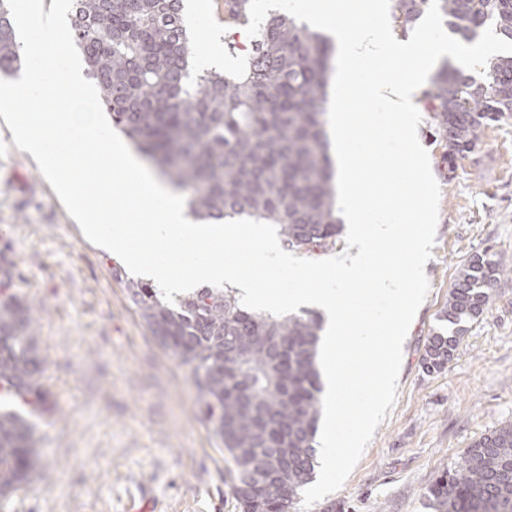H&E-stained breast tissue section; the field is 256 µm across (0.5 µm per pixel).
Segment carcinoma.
Wrapping results in <instances>:
<instances>
[{
  "label": "carcinoma",
  "mask_w": 512,
  "mask_h": 512,
  "mask_svg": "<svg viewBox=\"0 0 512 512\" xmlns=\"http://www.w3.org/2000/svg\"><path fill=\"white\" fill-rule=\"evenodd\" d=\"M430 0H393L407 28ZM442 19L465 41L488 26L512 40V0H439ZM225 19L249 24V0H224ZM69 25L112 126L189 188L191 215L275 224L284 245L324 250L336 243V201L326 131L333 44L289 14L264 20L238 69L196 68L183 0H73ZM21 66L13 17L0 0V77ZM423 100L434 134L455 162L483 130L512 119V55L489 62L479 81L443 62ZM509 265L476 254L448 293V333L427 338L429 373L454 358L465 324L478 320ZM0 268V497L37 482L39 439L15 408L45 413L43 359L34 343V309L11 291ZM148 330L190 366L204 419L236 465L231 492L240 512H283L275 495H293L313 478L322 383L323 318L313 311L274 316L244 307L235 289L204 286L173 303L159 289L127 282ZM434 512H512V424L475 440L462 462L428 488Z\"/></svg>",
  "instance_id": "obj_1"
}]
</instances>
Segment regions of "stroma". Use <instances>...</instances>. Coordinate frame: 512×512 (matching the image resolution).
Returning <instances> with one entry per match:
<instances>
[{
	"label": "stroma",
	"mask_w": 512,
	"mask_h": 512,
	"mask_svg": "<svg viewBox=\"0 0 512 512\" xmlns=\"http://www.w3.org/2000/svg\"><path fill=\"white\" fill-rule=\"evenodd\" d=\"M194 43L235 35L224 0H183ZM422 112L417 136L441 190L428 295L403 344L397 396L337 491L290 512H433L426 496L482 435L512 423V272L494 284L452 362L429 373L424 343L440 326L462 265L475 254L512 261V119L485 128L447 171ZM34 308L53 406L37 418L40 481L1 512H239L235 465L205 421L189 364L161 347L112 275L119 257L91 243L37 163L0 118V263Z\"/></svg>",
	"instance_id": "obj_1"
}]
</instances>
